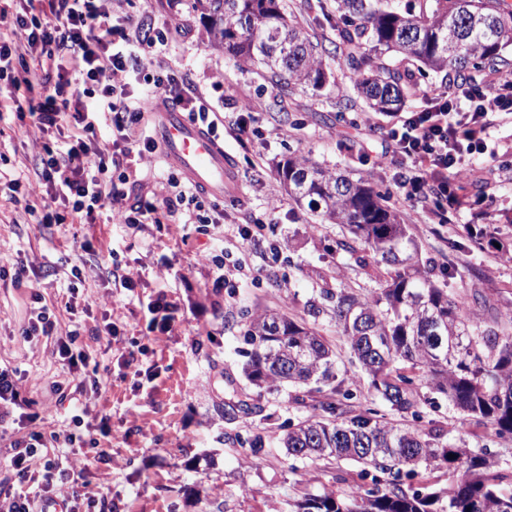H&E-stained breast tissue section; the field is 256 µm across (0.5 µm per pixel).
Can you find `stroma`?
<instances>
[{
	"label": "stroma",
	"instance_id": "stroma-1",
	"mask_svg": "<svg viewBox=\"0 0 512 512\" xmlns=\"http://www.w3.org/2000/svg\"><path fill=\"white\" fill-rule=\"evenodd\" d=\"M126 14L156 27L181 31L148 69L187 73L217 111L238 109V92L253 105V128L264 137L262 158L250 141L226 139L237 191L225 196L224 210L236 223H266V237L241 245L233 234L218 237L170 217L163 225L137 231L123 224H17L14 206L0 196V266L16 259L31 266L29 279L14 285L0 278V364L17 370L19 388L40 418L17 426L16 437L70 427L76 402L89 412L81 430L94 437L89 453L66 449L64 462L88 496L107 512H288L289 502L326 489L348 496L357 488L359 467L352 461L307 463L298 472L275 439L283 425L313 414L302 391L261 392L243 373L239 339L250 315L279 310L315 324L338 351L348 345L323 305V291L339 288L373 296L380 281L372 252H349L345 230L315 224L281 186L277 165L292 155L308 157L326 169L370 178L388 204L409 224L427 268L441 272L440 284L462 298L466 314L493 321L512 309V180L500 168L512 167V120H496L486 138L487 153L468 156L470 175L448 184L462 207L440 201L430 218L418 219L394 185V171L375 166L393 117L375 115L359 126L362 101L338 111L336 102L353 92L342 58L331 61L335 80L321 90L298 87L285 92L269 74L238 66L212 44L193 9V0H128ZM223 71L215 88L211 75ZM67 130H41L33 121H0V168L32 174L43 144L60 145ZM491 225L492 236L475 242L470 228ZM277 251H270V244ZM233 273L217 283L215 256ZM82 269L81 310L71 313L70 269ZM133 272L134 290L114 287L113 265ZM56 308L57 333L25 341L32 294ZM166 294L175 306L171 332L154 329L151 303ZM115 323L112 340L99 337L105 322ZM79 330L78 346L97 364L100 393L73 399L76 376L64 367L57 340ZM424 421L445 438L485 448L512 472V439L488 440L486 426L448 404L420 405ZM112 423L100 431L101 418ZM263 437L262 467L248 458L254 437Z\"/></svg>",
	"mask_w": 512,
	"mask_h": 512
}]
</instances>
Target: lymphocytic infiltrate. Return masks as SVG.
Masks as SVG:
<instances>
[{"label":"lymphocytic infiltrate","mask_w":512,"mask_h":512,"mask_svg":"<svg viewBox=\"0 0 512 512\" xmlns=\"http://www.w3.org/2000/svg\"><path fill=\"white\" fill-rule=\"evenodd\" d=\"M0 0V113L32 119L41 128L58 126L63 115L74 124L64 146H44L34 168L35 182L7 178L0 182L22 217L36 224H64L77 218L140 228L167 219L148 197L127 203L125 187L137 181L139 166L159 149L153 137L148 103L160 98L175 103L194 123L217 139L249 135L252 114L242 109L224 117L184 74L146 75L147 96L133 97L128 74L147 50L166 46L167 31L133 18H121L125 0ZM419 111L405 113L389 129L385 164L397 168V189L428 213L431 197L448 192L449 178L466 175L467 155L486 150L484 134L496 117L512 116V81L462 82L445 91H424ZM112 130V143L99 145V126ZM167 182L174 202L184 209V223L223 234L232 219L221 211L205 212L199 190L182 172L169 168ZM17 372L0 366V426L34 421L22 400ZM82 436L63 431L29 433L14 439L6 455L18 478L12 498L0 512H42L61 502L65 512H83L86 497L61 459L46 460L40 471L32 462L48 448L85 447Z\"/></svg>","instance_id":"obj_1"}]
</instances>
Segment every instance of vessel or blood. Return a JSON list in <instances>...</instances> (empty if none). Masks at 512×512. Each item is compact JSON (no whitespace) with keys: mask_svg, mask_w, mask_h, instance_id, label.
<instances>
[{"mask_svg":"<svg viewBox=\"0 0 512 512\" xmlns=\"http://www.w3.org/2000/svg\"><path fill=\"white\" fill-rule=\"evenodd\" d=\"M155 138L165 159L179 167L191 182L215 196L234 186L224 145L203 127L189 122L171 103L154 106Z\"/></svg>","mask_w":512,"mask_h":512,"instance_id":"b4317fda","label":"vessel or blood"}]
</instances>
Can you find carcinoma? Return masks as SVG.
<instances>
[{
	"label": "carcinoma",
	"instance_id": "obj_1",
	"mask_svg": "<svg viewBox=\"0 0 512 512\" xmlns=\"http://www.w3.org/2000/svg\"><path fill=\"white\" fill-rule=\"evenodd\" d=\"M214 45L236 63L262 65L284 91L323 88L333 77L322 42L284 0H194ZM334 52L355 76L357 95L376 113L401 110L431 71L466 80L481 66H509L512 10L502 0H331ZM280 182L321 224H342L353 242L383 265L384 283L369 300L343 289L334 300L336 325L349 361L371 378L375 396L398 414L418 416L420 387L453 408L512 436V316L495 324L466 315L422 268L409 225L365 177L323 169L305 156L278 165ZM242 341L249 382L272 390L321 383L320 413L279 438L299 460H350L361 465L362 490L309 494L292 512H512V487L482 448L443 440L426 427L394 423L375 408H349L336 384L345 363L314 329L276 310L246 322ZM456 476L438 491L406 489L403 478L431 475L441 464Z\"/></svg>",
	"mask_w": 512,
	"mask_h": 512
}]
</instances>
